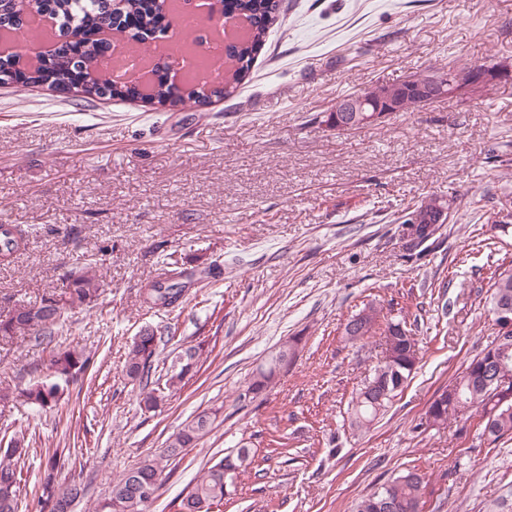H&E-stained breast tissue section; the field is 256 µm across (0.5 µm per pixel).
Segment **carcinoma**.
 Instances as JSON below:
<instances>
[{
  "label": "carcinoma",
  "instance_id": "cac0c4a2",
  "mask_svg": "<svg viewBox=\"0 0 512 512\" xmlns=\"http://www.w3.org/2000/svg\"><path fill=\"white\" fill-rule=\"evenodd\" d=\"M165 0H119L115 7L106 6L102 0H27L14 10H0V34L4 38L27 34L26 28L34 16L47 12L58 24L57 34L75 37L71 42L59 43L49 57H37L24 61L20 58L0 59V81L7 85L42 88L66 98L77 97L85 102L95 100H128L148 98V102L168 110H181L193 103L205 105L232 97L249 75L255 57L265 45L269 30L283 21L282 0H226L225 9L246 20L248 35L230 45L226 59L229 65L219 82L190 81L175 83L167 75L174 60L159 58L155 63V80L143 93L134 84L112 82L111 74L104 69L113 59L112 31L128 26L127 52L132 53L140 44L158 43L169 38L172 24L180 22L177 15H168ZM506 63L453 64L444 70L414 73L405 80L392 84L402 92L400 110L411 112L430 104L423 89L433 76H445L451 72L482 69L488 74L483 89L469 97L477 101L506 76ZM430 223L438 221L433 206L420 203L403 210V223L409 224L414 216ZM23 236L17 230H9L0 224V256L7 258L21 249ZM194 266L165 269L158 278L147 283L141 300L150 309H169L183 302L188 284L213 274L214 265L202 257L192 259ZM106 288L102 276L90 271L70 272L64 288L34 304H16L7 313L0 314V337L33 338L52 345L55 328L62 324L65 314L84 309L98 300ZM485 303L491 321L496 323L499 305L512 306V268L491 273L486 290ZM371 314L360 321L352 319L344 326V334L351 343L361 342L375 335L387 338L385 352L388 360L378 362L369 374L375 382L374 391L361 387L351 398L350 427L356 430L368 428L383 414L397 392L413 373L418 362L419 345L412 330L400 321L388 318L382 309L371 305ZM168 330L146 327L133 338L124 363L128 380L141 389L143 408L154 411L161 407L170 393L177 390L184 379L197 367L202 347L190 346L182 350L163 375L156 374L155 366L161 346L166 344ZM288 357L295 355V346H283L270 361L253 375L249 387L254 394L264 391L275 380L282 352ZM96 365V353L79 345H52L49 351L50 377L36 380L18 393L0 389V406L7 407L18 400L32 409L41 410L59 404L66 396L68 387L86 375ZM482 373L487 378L511 380L506 391L512 393V341L496 346L494 357L474 355L461 374L435 399L426 412V421L437 425L467 416L479 417V436L492 443L512 436V396L496 392V387L485 386L472 380ZM212 416L202 421L197 415L187 421L173 436L164 451L147 457L126 469L113 482L110 493L97 503L95 512H150L138 495L142 487L161 484V476L168 462L177 459L185 449L197 445L209 431ZM18 447L0 449V512H17L18 497L23 480V468L33 453L35 435L26 431L9 439ZM67 458L53 453L48 458L41 475V509L45 512H65L76 498L87 494V486L72 481L60 484L56 480L58 469ZM251 449L235 448L227 454L212 459L197 478L194 486L181 499L180 512H213L224 503V498L235 490L236 480L251 465ZM424 489V477L415 471H406L367 495L357 506V512H379L382 500L390 497L398 502L400 512H418Z\"/></svg>",
  "mask_w": 512,
  "mask_h": 512
}]
</instances>
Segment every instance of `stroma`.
<instances>
[{
    "mask_svg": "<svg viewBox=\"0 0 512 512\" xmlns=\"http://www.w3.org/2000/svg\"><path fill=\"white\" fill-rule=\"evenodd\" d=\"M284 5L229 100L169 112L0 87V224L27 233L0 259V310L59 291L81 261H101L108 282L55 331L56 343L95 351V368L56 407L0 413V437L36 433L18 512H39L45 449H69L58 479L87 484L75 512H94L125 469L211 409V432L172 463L151 512H178L212 455L243 445L252 463L218 512H356L408 469L425 478L422 512H488L512 490V439H481L473 420L422 423L496 336L479 292L512 265V80L480 102L443 98L358 133L304 122L424 68L512 62V0ZM431 198L451 202V215L408 250L401 212ZM197 256L216 270L183 304L142 305L147 280ZM371 303L413 330L419 360L392 407L357 432L348 403L382 345L349 343L344 326ZM164 325L174 335L160 362L204 351L147 412L123 363L142 328ZM292 336L302 343L288 370L240 401ZM47 358L0 337V387L47 376Z\"/></svg>",
    "mask_w": 512,
    "mask_h": 512,
    "instance_id": "1",
    "label": "stroma"
}]
</instances>
